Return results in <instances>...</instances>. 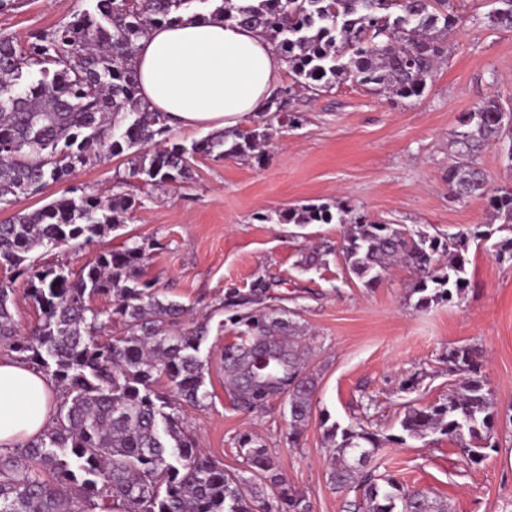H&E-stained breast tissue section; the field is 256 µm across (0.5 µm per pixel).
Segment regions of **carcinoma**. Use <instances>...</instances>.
<instances>
[{"instance_id": "carcinoma-1", "label": "carcinoma", "mask_w": 512, "mask_h": 512, "mask_svg": "<svg viewBox=\"0 0 512 512\" xmlns=\"http://www.w3.org/2000/svg\"><path fill=\"white\" fill-rule=\"evenodd\" d=\"M494 2L487 23L511 30L512 0ZM456 11L455 0H96L93 11L23 43L0 37V210L66 182L103 154L126 150L127 177L117 187L135 188L103 200L73 187L0 221V261L12 274L0 282V343L49 375L59 391L42 433L0 448V512H312L257 435H237L242 467L229 471L185 429L182 406L201 408L210 397L200 356L210 328L142 278L144 243L128 238L77 274L40 266L29 255L117 231L120 215L135 209L146 188L186 183L197 154L258 159L270 140L268 128L256 124L212 132L189 148L170 142L165 115L142 101L137 80L136 45L152 28L192 13L260 31L291 74L266 111L288 124L296 120L290 105L300 93L314 99L348 80L394 97L420 96L448 54ZM505 141L512 161V110L497 98L482 101L453 134L447 181L457 198L486 201L493 219L512 229V185L490 187L475 163L483 147ZM280 218L344 225L338 253L366 288L394 265L410 268L416 308L449 302L467 288L459 257L469 240L464 234L442 241L369 220L350 206L334 213L328 205H304ZM331 251L313 247L299 266L317 267ZM18 281L39 310L24 335L12 314ZM272 287L259 275L246 292H224L222 309L236 336L224 343L221 360L237 410L259 413L284 399L294 445L312 417L318 377L295 311L268 304ZM105 295L112 310L103 320L91 302ZM112 323L121 335L99 342ZM447 363L458 385L442 400L404 407L400 434L360 422L324 430L329 481L339 492H355L353 512H448L446 502L374 464L390 445L445 436L475 464L495 447L497 412L479 350L452 348Z\"/></svg>"}]
</instances>
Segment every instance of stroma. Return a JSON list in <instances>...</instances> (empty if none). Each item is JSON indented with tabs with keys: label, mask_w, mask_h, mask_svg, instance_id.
<instances>
[{
	"label": "stroma",
	"mask_w": 512,
	"mask_h": 512,
	"mask_svg": "<svg viewBox=\"0 0 512 512\" xmlns=\"http://www.w3.org/2000/svg\"><path fill=\"white\" fill-rule=\"evenodd\" d=\"M95 0H15L0 11V34L25 41ZM492 0H462V19L448 41V57L424 94L390 100L346 81L317 100L293 101L296 125H273L262 162L197 155L189 183L154 188L130 212L119 234L78 248L36 251L39 263L80 269L126 238L149 244L145 278L168 298L209 315L212 329L201 355L208 361L207 407L184 408L186 427L226 469L239 468L234 438L252 430L276 456L291 485L305 493L313 512H352L349 497L328 479L322 415L348 425L369 405L374 427L393 433L404 403L445 398L453 383L443 358L454 346L483 351V368L499 414H512V261H498L487 243L472 239L464 253L468 287L462 299L415 309L406 299L414 275L390 268L384 282L364 287L346 273L339 256L304 272L297 263L310 245L339 247L338 224H281L276 213L307 204L348 203L369 218L447 237L479 227L493 239L512 230L491 221L481 200L456 199L448 189L449 147L460 116L484 99L512 105V30L489 27ZM125 156H106L77 169L67 185L23 196L15 210L33 211L60 198L65 186L111 196ZM265 221H258V214ZM259 275L296 313L312 345L309 365L318 376L313 415L297 447L286 439V405L247 415L224 389L220 349L233 336L220 330L226 289L248 290ZM425 375L419 389L402 382ZM497 447L481 463H468L457 443L408 441L380 451V468L409 486L447 501L448 512H512V426L498 422Z\"/></svg>",
	"instance_id": "1"
}]
</instances>
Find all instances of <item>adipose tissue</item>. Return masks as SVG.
I'll return each mask as SVG.
<instances>
[{
	"label": "adipose tissue",
	"instance_id": "obj_1",
	"mask_svg": "<svg viewBox=\"0 0 512 512\" xmlns=\"http://www.w3.org/2000/svg\"><path fill=\"white\" fill-rule=\"evenodd\" d=\"M136 68L143 100L174 129H232L263 112L281 81L270 40L219 19L183 16L153 28L138 44ZM56 387L42 372L0 360V447L39 435Z\"/></svg>",
	"mask_w": 512,
	"mask_h": 512
}]
</instances>
